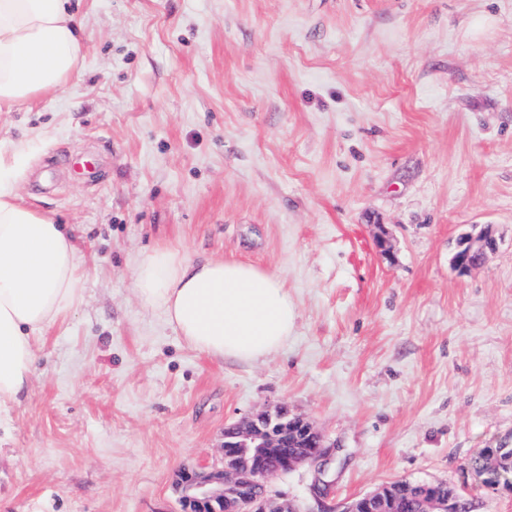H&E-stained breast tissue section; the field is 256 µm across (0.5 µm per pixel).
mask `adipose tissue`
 I'll list each match as a JSON object with an SVG mask.
<instances>
[{"label":"adipose tissue","mask_w":512,"mask_h":512,"mask_svg":"<svg viewBox=\"0 0 512 512\" xmlns=\"http://www.w3.org/2000/svg\"><path fill=\"white\" fill-rule=\"evenodd\" d=\"M69 0H0V108L60 90L82 42ZM134 286L191 348L254 362L277 353L297 317L282 279L232 260L197 263L162 248L139 260ZM78 251L63 226L27 207L0 157V407L29 380L46 330L80 299Z\"/></svg>","instance_id":"obj_1"}]
</instances>
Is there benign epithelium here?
<instances>
[{"mask_svg": "<svg viewBox=\"0 0 512 512\" xmlns=\"http://www.w3.org/2000/svg\"><path fill=\"white\" fill-rule=\"evenodd\" d=\"M495 240L487 229L467 235L458 243L453 266L466 271L480 265ZM292 438L299 451L283 457L281 439ZM481 464L473 468L481 486L494 494L512 492V449L484 448ZM330 461L323 434L307 418L286 403L271 404L251 417L224 429V462L220 468H183L176 486L186 512H295L283 506L269 486V479L307 466L316 473L314 492L326 497L329 483L324 481ZM394 481L350 502L343 512H390L394 505ZM419 512H468L462 494L453 489L446 495L424 496Z\"/></svg>", "mask_w": 512, "mask_h": 512, "instance_id": "7a95c632", "label": "benign epithelium"}]
</instances>
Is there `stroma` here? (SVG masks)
Instances as JSON below:
<instances>
[{
    "label": "stroma",
    "instance_id": "1",
    "mask_svg": "<svg viewBox=\"0 0 512 512\" xmlns=\"http://www.w3.org/2000/svg\"><path fill=\"white\" fill-rule=\"evenodd\" d=\"M70 6L78 73L0 112L19 195L83 268L0 411V512H181L176 472L221 466L225 426L280 402L331 447L325 503L312 469L271 477L297 512L402 479L512 512L469 468L512 448V0ZM484 226L493 251L455 269ZM158 247L279 275L285 346H187L133 285Z\"/></svg>",
    "mask_w": 512,
    "mask_h": 512
}]
</instances>
